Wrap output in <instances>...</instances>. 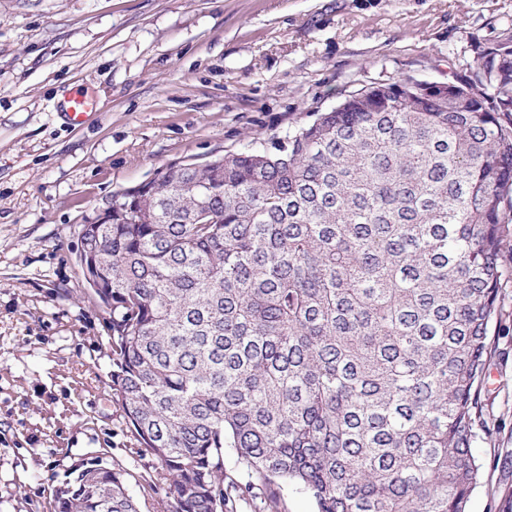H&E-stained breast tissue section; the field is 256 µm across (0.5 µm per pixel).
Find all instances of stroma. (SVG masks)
Instances as JSON below:
<instances>
[{
    "instance_id": "35a3bbf8",
    "label": "stroma",
    "mask_w": 512,
    "mask_h": 512,
    "mask_svg": "<svg viewBox=\"0 0 512 512\" xmlns=\"http://www.w3.org/2000/svg\"><path fill=\"white\" fill-rule=\"evenodd\" d=\"M509 36L512 0H0V512H55L97 457L163 510L77 261L114 192L269 147L364 85L447 82ZM76 88L97 103L79 127ZM490 338L468 512H512V276ZM88 106L86 95L77 89L66 94L61 105L64 116L72 126H79L85 122L89 115Z\"/></svg>"
}]
</instances>
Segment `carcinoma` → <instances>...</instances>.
I'll return each instance as SVG.
<instances>
[{"mask_svg": "<svg viewBox=\"0 0 512 512\" xmlns=\"http://www.w3.org/2000/svg\"><path fill=\"white\" fill-rule=\"evenodd\" d=\"M511 231L512 37L446 94L372 83L272 151L113 194L81 252L165 512L286 486L316 512H467ZM56 508L138 512L100 460Z\"/></svg>", "mask_w": 512, "mask_h": 512, "instance_id": "1", "label": "carcinoma"}]
</instances>
